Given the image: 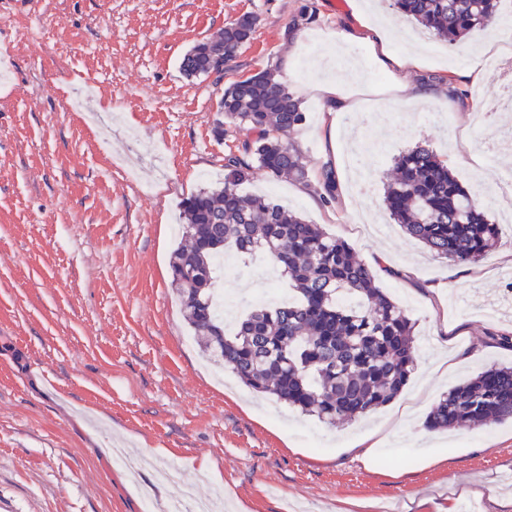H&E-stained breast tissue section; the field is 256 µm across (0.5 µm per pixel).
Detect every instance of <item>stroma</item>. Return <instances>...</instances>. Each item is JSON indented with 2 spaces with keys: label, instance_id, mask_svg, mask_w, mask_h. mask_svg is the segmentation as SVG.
<instances>
[{
  "label": "stroma",
  "instance_id": "obj_1",
  "mask_svg": "<svg viewBox=\"0 0 512 512\" xmlns=\"http://www.w3.org/2000/svg\"><path fill=\"white\" fill-rule=\"evenodd\" d=\"M255 31L224 74L262 70L299 85L292 136L308 183L259 171L243 189L345 239L413 324L415 361L390 404L329 425L254 393L205 361L170 286L183 199L221 188L244 133L214 121L223 85L186 78L180 59L241 15ZM415 30L417 67L382 65L372 43ZM348 33L334 64L353 111L332 110L301 70L307 46ZM0 512H145L185 485L224 489L229 512H433L450 484L476 512H512V420L432 431L455 385L512 366V109L487 119L493 76L470 75L458 44L419 31L390 0H0ZM433 90L404 100L399 87ZM365 137L367 192L350 190L352 132ZM423 144L475 191L497 247L473 265L435 257L395 224L383 197L392 161ZM332 166L333 204L318 171ZM412 281L391 276L403 264ZM218 288L234 317L291 297L267 257L238 260ZM447 372H439V365ZM138 461L130 475L118 455Z\"/></svg>",
  "mask_w": 512,
  "mask_h": 512
}]
</instances>
